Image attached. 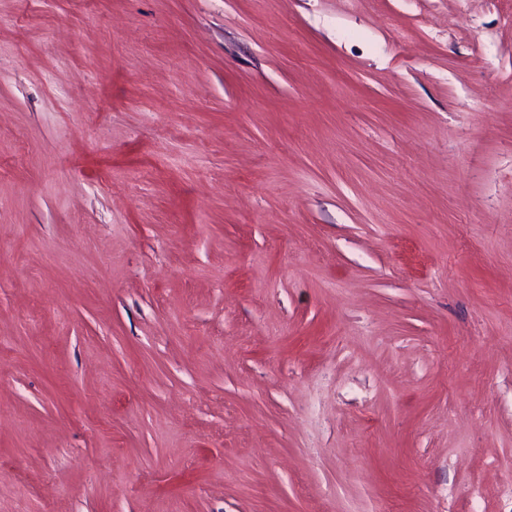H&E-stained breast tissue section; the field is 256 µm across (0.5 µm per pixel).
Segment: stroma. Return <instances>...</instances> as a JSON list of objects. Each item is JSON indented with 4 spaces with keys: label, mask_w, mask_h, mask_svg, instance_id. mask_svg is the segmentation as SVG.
<instances>
[{
    "label": "stroma",
    "mask_w": 512,
    "mask_h": 512,
    "mask_svg": "<svg viewBox=\"0 0 512 512\" xmlns=\"http://www.w3.org/2000/svg\"><path fill=\"white\" fill-rule=\"evenodd\" d=\"M512 512V0H0V512Z\"/></svg>",
    "instance_id": "1"
}]
</instances>
